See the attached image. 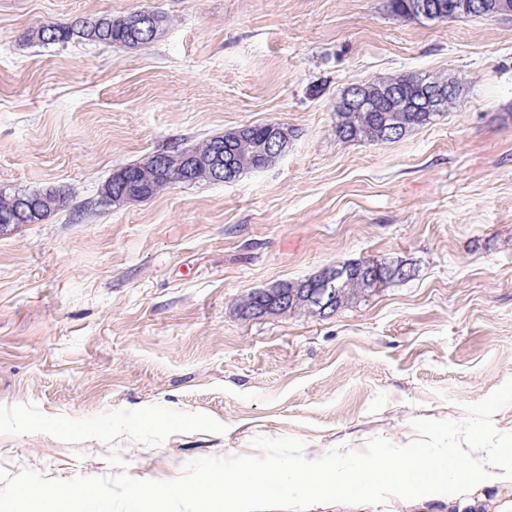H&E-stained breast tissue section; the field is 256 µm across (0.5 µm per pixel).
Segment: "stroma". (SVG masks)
<instances>
[{
    "mask_svg": "<svg viewBox=\"0 0 512 512\" xmlns=\"http://www.w3.org/2000/svg\"><path fill=\"white\" fill-rule=\"evenodd\" d=\"M140 10L168 15L137 49L26 34ZM443 75L456 108L393 143L344 142L350 85ZM284 124L288 150L232 183L97 200L115 167L242 125ZM65 185L92 202L0 227V404L94 416L153 404L225 433L121 440L130 475L257 455L292 436L310 459L450 452L512 440V16L392 14L388 0H0V188ZM360 259L411 278L330 315L245 316L258 288ZM110 448L0 434V469L111 474ZM252 512H454L419 489L307 507L275 489Z\"/></svg>",
    "mask_w": 512,
    "mask_h": 512,
    "instance_id": "35a3bbf8",
    "label": "stroma"
}]
</instances>
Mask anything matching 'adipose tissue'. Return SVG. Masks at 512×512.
<instances>
[{"mask_svg": "<svg viewBox=\"0 0 512 512\" xmlns=\"http://www.w3.org/2000/svg\"><path fill=\"white\" fill-rule=\"evenodd\" d=\"M475 474L487 486L512 485V446L475 449L455 467L449 466L443 455L404 448L373 452L355 470L304 458L261 466L244 462L194 486L180 488L179 494L215 502L222 512H248L256 499L276 486L287 489L292 497L317 504L324 497L325 486L333 480L355 500L367 486L381 496H402L422 487L438 492L452 482L457 487L452 500L457 512H473L477 501L470 492V479Z\"/></svg>", "mask_w": 512, "mask_h": 512, "instance_id": "adipose-tissue-1", "label": "adipose tissue"}]
</instances>
